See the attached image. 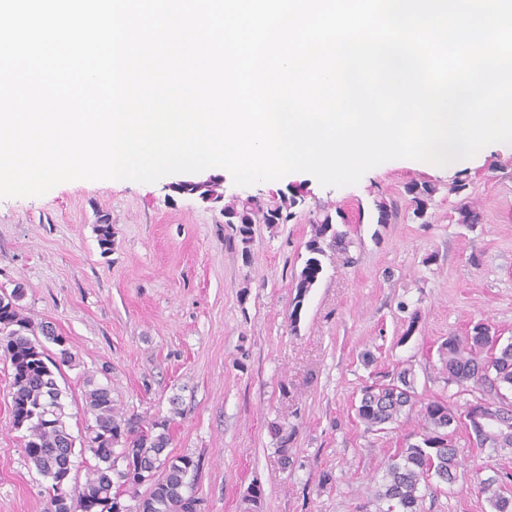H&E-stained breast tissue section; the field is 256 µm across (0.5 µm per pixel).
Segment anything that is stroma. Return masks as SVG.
Here are the masks:
<instances>
[{
    "mask_svg": "<svg viewBox=\"0 0 512 512\" xmlns=\"http://www.w3.org/2000/svg\"><path fill=\"white\" fill-rule=\"evenodd\" d=\"M466 174L482 216L472 226L455 221L451 171L403 159L344 187L305 172L243 187L221 173L226 196L306 192L294 220L255 225L246 248L220 205L175 191L176 174L0 198V291L23 288L25 315L69 341L75 364L57 382L70 432L86 426L90 379L110 388L124 418L167 420L170 454L198 465L202 512H252L244 498L254 484L264 492L254 512H375L384 465L421 419L407 411L387 430H367L356 416L361 388L409 368L420 397L459 409L467 398L445 382L441 342L479 321L512 339V152ZM414 180L439 186L422 220L404 193ZM380 198L398 204L391 223L374 220ZM326 208L345 212L353 262L324 257L295 322L296 277ZM104 222L107 249L98 243ZM11 381L0 356V512H46L45 481L12 425ZM274 422L293 433L285 468ZM456 439L458 479L424 489L421 512H491L478 482L491 466L512 473V450L489 456L462 427Z\"/></svg>",
    "mask_w": 512,
    "mask_h": 512,
    "instance_id": "stroma-1",
    "label": "stroma"
}]
</instances>
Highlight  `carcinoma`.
Returning <instances> with one entry per match:
<instances>
[{"label": "carcinoma", "instance_id": "cac0c4a2", "mask_svg": "<svg viewBox=\"0 0 512 512\" xmlns=\"http://www.w3.org/2000/svg\"><path fill=\"white\" fill-rule=\"evenodd\" d=\"M413 214L425 216L438 186L427 181L405 186ZM302 197L295 190L271 193L264 201L256 197L236 198L224 203V223L241 243L252 240L255 224H286L297 215ZM456 223L478 224L479 211L467 202L457 207ZM345 219L324 210L314 220V235L307 242L309 253L295 283L294 308H299L323 271L326 250L336 259L349 264L347 232L337 227L335 218ZM23 290L15 288L0 302V351L12 369L11 416L22 435L24 453L35 469L49 480L45 492L48 512H88L93 503L129 495L135 501L130 512H188L194 496L189 473L196 469L187 456H169L167 421L155 420L147 427H136L121 419L109 387L93 384L86 393L84 412L93 416V423L84 428L83 448L94 463L86 464L87 474L82 488L71 496L58 495V487L70 478L74 438L67 432V403L52 368L71 366L75 356L70 347L57 350L52 359L45 342L56 343L60 336L53 327L32 322L23 313L19 301ZM439 360L448 385L458 391L472 385L493 392L491 398H480L488 420L482 426L469 427L480 445L493 452L512 449V342L504 345L490 341L482 333L471 336H450L438 348ZM396 382L374 381L360 392L356 415L373 431H381L395 422L406 410L419 407L422 421L417 440L405 441L402 448L388 460L382 484L376 493L387 508L378 512H421L420 488L435 478L445 484L456 481L459 467L458 449L448 440L450 423L467 424L468 417L454 411L443 399L423 402L417 398L414 375L404 368L394 375ZM269 433L276 442V453L283 465L290 463V435L273 423ZM162 476L157 478V470ZM507 479L498 472L478 482V492L485 496L492 512H512V494L507 492ZM151 483L145 496L138 495L141 484Z\"/></svg>", "mask_w": 512, "mask_h": 512}]
</instances>
